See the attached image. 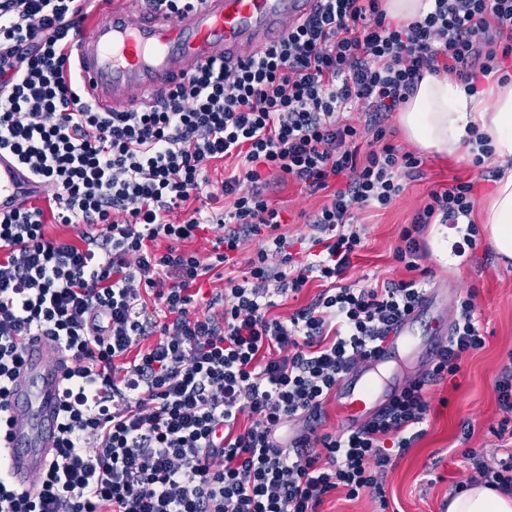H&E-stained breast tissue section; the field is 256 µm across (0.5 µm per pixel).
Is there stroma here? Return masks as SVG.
Wrapping results in <instances>:
<instances>
[{
  "mask_svg": "<svg viewBox=\"0 0 512 512\" xmlns=\"http://www.w3.org/2000/svg\"><path fill=\"white\" fill-rule=\"evenodd\" d=\"M420 159L419 174L404 179L400 196L387 208L357 211L365 246L353 261L349 280L379 286L406 278V271L393 259V249L401 227L411 222L428 194L460 179L473 182L474 195L482 201L502 170V162L495 156L479 167L467 159L427 153ZM268 195L283 210L282 233L291 239L307 237L311 229L300 214L316 211L324 195H311L296 183L278 181ZM457 238L456 229L450 225L429 226L424 235L427 279L430 287L447 288L452 300L475 292L485 345L465 357L454 381L430 385L427 433L407 453L394 459L385 477L392 512H446L449 494L468 474L462 457L465 448L501 459L508 454L507 449L499 447L491 429L503 416L496 402L495 377L512 352V266L498 261L484 228L479 231L476 248L466 257L440 252L441 244H453ZM466 430L471 433L467 439L462 436Z\"/></svg>",
  "mask_w": 512,
  "mask_h": 512,
  "instance_id": "obj_1",
  "label": "stroma"
}]
</instances>
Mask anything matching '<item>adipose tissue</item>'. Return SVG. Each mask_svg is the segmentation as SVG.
<instances>
[{
	"mask_svg": "<svg viewBox=\"0 0 512 512\" xmlns=\"http://www.w3.org/2000/svg\"><path fill=\"white\" fill-rule=\"evenodd\" d=\"M398 123L420 151L443 158L479 154V135L489 136L509 167L494 181L483 221L498 257L512 264V83L472 92L465 82L424 74ZM447 512H512V497L473 485L449 498Z\"/></svg>",
	"mask_w": 512,
	"mask_h": 512,
	"instance_id": "obj_1",
	"label": "adipose tissue"
}]
</instances>
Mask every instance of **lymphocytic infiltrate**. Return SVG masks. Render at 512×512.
<instances>
[{
    "label": "lymphocytic infiltrate",
    "mask_w": 512,
    "mask_h": 512,
    "mask_svg": "<svg viewBox=\"0 0 512 512\" xmlns=\"http://www.w3.org/2000/svg\"><path fill=\"white\" fill-rule=\"evenodd\" d=\"M432 3L398 27L382 0H317L238 66H193L154 104L105 112L70 54L89 0H0V152L53 189L48 207L0 216V436L28 336H48L70 365L56 453L26 486L0 469V512H319L339 490L387 512L384 476L425 434L428 384L456 376L485 337L474 293L457 297L429 369L360 427L319 432L337 379L425 296L414 276L346 283L363 242L354 212L390 205L418 169L384 118L424 72L512 80V0ZM354 109L363 125L347 122ZM226 160L235 167L210 192L208 168ZM268 170L325 195L301 249L281 231ZM221 194L223 213L200 207ZM475 204L469 182L431 191L396 263L420 270L432 224L466 225L455 250L475 249ZM50 219L76 239L46 234ZM214 224L207 258L186 249ZM251 240L245 276L212 289ZM313 280L310 303L272 315ZM464 457L467 485L512 495V455Z\"/></svg>",
    "instance_id": "1"
}]
</instances>
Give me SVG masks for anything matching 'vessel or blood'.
Returning a JSON list of instances; mask_svg holds the SVG:
<instances>
[{"label": "vessel or blood", "instance_id": "1", "mask_svg": "<svg viewBox=\"0 0 512 512\" xmlns=\"http://www.w3.org/2000/svg\"><path fill=\"white\" fill-rule=\"evenodd\" d=\"M316 0H201L178 17L143 8L139 0H112L105 17L83 33L76 46L86 98L103 111H128L155 102L197 63L214 59L234 66L245 51L277 43L288 28L311 14ZM45 190L7 152L0 153V215ZM437 320V339L447 335L446 298L432 290L391 330L382 349L362 367L342 376L330 398L347 427L379 412L394 388L385 376L400 353L419 354L417 325ZM65 355L50 339L31 337L11 388L5 448L0 449L14 484L24 486L53 457L61 421Z\"/></svg>", "mask_w": 512, "mask_h": 512}]
</instances>
